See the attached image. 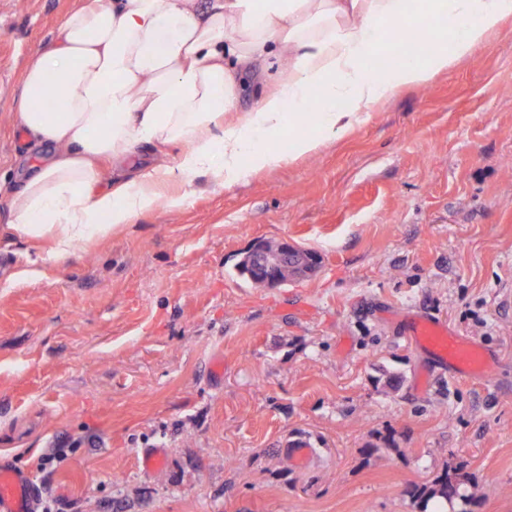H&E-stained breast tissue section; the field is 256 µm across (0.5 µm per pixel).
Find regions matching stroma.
<instances>
[{"instance_id":"35a3bbf8","label":"stroma","mask_w":512,"mask_h":512,"mask_svg":"<svg viewBox=\"0 0 512 512\" xmlns=\"http://www.w3.org/2000/svg\"><path fill=\"white\" fill-rule=\"evenodd\" d=\"M79 3L0 0L2 181L48 154L9 117L27 58ZM8 221L1 193L0 466L37 505L418 512L411 486L461 466L469 512H512V16L314 156L223 189L198 179L185 207L56 260ZM284 239L320 255L314 274H239L255 241ZM416 314L494 372L450 375L412 344Z\"/></svg>"}]
</instances>
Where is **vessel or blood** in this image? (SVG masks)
Returning <instances> with one entry per match:
<instances>
[{
    "label": "vessel or blood",
    "instance_id": "obj_1",
    "mask_svg": "<svg viewBox=\"0 0 512 512\" xmlns=\"http://www.w3.org/2000/svg\"><path fill=\"white\" fill-rule=\"evenodd\" d=\"M415 344L436 361L463 378H486L495 363L483 348L457 335L448 325L429 316L415 317L410 324ZM35 492L23 476L0 467V512H33Z\"/></svg>",
    "mask_w": 512,
    "mask_h": 512
}]
</instances>
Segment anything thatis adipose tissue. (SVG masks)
I'll use <instances>...</instances> for the list:
<instances>
[{"label": "adipose tissue", "mask_w": 512, "mask_h": 512, "mask_svg": "<svg viewBox=\"0 0 512 512\" xmlns=\"http://www.w3.org/2000/svg\"><path fill=\"white\" fill-rule=\"evenodd\" d=\"M511 15L512 0H416L412 12L404 0H81L21 73L10 122L51 152L8 188L11 228L50 239L59 256L158 206L184 207L196 178L221 188L313 155L398 90L472 55ZM409 36L423 53L370 69ZM259 66L276 67L274 88L234 115ZM145 145L182 151L97 190L100 161Z\"/></svg>", "instance_id": "obj_1"}]
</instances>
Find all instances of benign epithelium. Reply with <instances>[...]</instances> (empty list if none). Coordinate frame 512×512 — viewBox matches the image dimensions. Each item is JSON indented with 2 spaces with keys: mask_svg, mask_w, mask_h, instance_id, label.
<instances>
[{
  "mask_svg": "<svg viewBox=\"0 0 512 512\" xmlns=\"http://www.w3.org/2000/svg\"><path fill=\"white\" fill-rule=\"evenodd\" d=\"M239 265L248 270L256 284L276 287L313 274L318 268L319 257L288 241L276 243L270 251L266 242L261 240L244 254Z\"/></svg>",
  "mask_w": 512,
  "mask_h": 512,
  "instance_id": "obj_1",
  "label": "benign epithelium"
}]
</instances>
